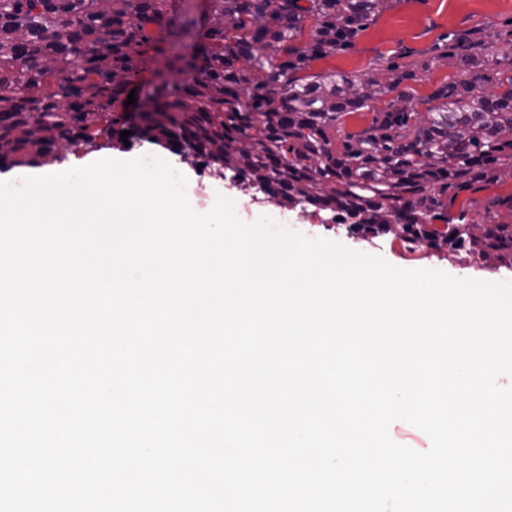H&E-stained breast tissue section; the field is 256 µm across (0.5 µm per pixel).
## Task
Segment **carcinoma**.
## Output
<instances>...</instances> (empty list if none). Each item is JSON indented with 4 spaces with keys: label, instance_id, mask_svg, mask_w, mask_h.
<instances>
[{
    "label": "carcinoma",
    "instance_id": "obj_1",
    "mask_svg": "<svg viewBox=\"0 0 512 512\" xmlns=\"http://www.w3.org/2000/svg\"><path fill=\"white\" fill-rule=\"evenodd\" d=\"M384 2L210 0L201 24L177 14L176 0H0V167L112 141L126 123L130 77L161 56L166 70L193 77L178 85L157 72L142 106L141 132L153 142L204 157L284 208L409 234L461 222L448 215L458 194L512 169V75L489 63L491 37L454 39L461 63L479 72L439 86L423 123L403 87L412 71L300 75L351 47ZM390 93L365 129L343 130V117ZM503 208L512 212V196L488 199L484 224L461 242L512 268V241L495 231Z\"/></svg>",
    "mask_w": 512,
    "mask_h": 512
}]
</instances>
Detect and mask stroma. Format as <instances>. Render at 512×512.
<instances>
[{
    "label": "stroma",
    "mask_w": 512,
    "mask_h": 512,
    "mask_svg": "<svg viewBox=\"0 0 512 512\" xmlns=\"http://www.w3.org/2000/svg\"><path fill=\"white\" fill-rule=\"evenodd\" d=\"M473 33L474 37L496 33L494 51L502 65L512 64V0H387L385 9L355 38L351 48L310 64L309 74L337 70L358 78L373 69L396 65L413 71L408 86L414 99L427 97L439 84L471 79L475 71L461 64L447 51L455 35ZM159 61H147L133 79L137 104L128 106L127 142L108 144L113 158L130 160L155 150L154 142L137 132L140 100L152 90ZM174 168L186 178L189 197L197 209H207L211 198L221 194L234 200L241 221L251 223L260 216H270L280 225L302 232L310 239L323 238L371 255L404 269H438L449 275L461 271L485 281H512V269L502 267L481 253L451 254L447 250H428L415 254L404 251L394 236L373 239L361 234H346L330 227L327 215L301 209H284L267 204L264 195L246 202L244 189L231 176L215 175L192 159H174ZM512 195V176L489 185L479 193H459L452 214H464L466 223L484 221L483 202L492 197Z\"/></svg>",
    "instance_id": "obj_1"
}]
</instances>
